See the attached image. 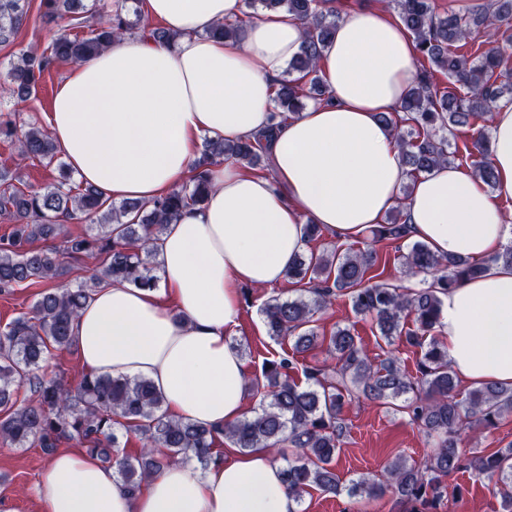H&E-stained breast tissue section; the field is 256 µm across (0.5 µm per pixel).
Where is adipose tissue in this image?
I'll return each mask as SVG.
<instances>
[{
  "mask_svg": "<svg viewBox=\"0 0 512 512\" xmlns=\"http://www.w3.org/2000/svg\"><path fill=\"white\" fill-rule=\"evenodd\" d=\"M244 0H142L176 33L167 45L114 38L59 84L47 130L84 185L106 200L150 202L188 180L200 138L263 131L274 83L299 50L303 24L269 12L241 40L208 37ZM327 100L283 122L270 173L212 167L206 201L183 210L154 245L160 289L104 280L73 324L85 371L150 380L175 419L219 429L242 418L244 363L230 339L238 289L273 287L306 247V223L357 240L403 206L411 236L439 255L481 260L512 243V101L487 115L486 186L473 168L442 164L402 197L407 168L393 130L417 81L412 35L383 4L342 12L319 62ZM440 337L465 384L512 385V266H490L443 298ZM43 512H297L271 452L256 448L199 468L170 464L128 495L112 468L79 449L57 452L35 486Z\"/></svg>",
  "mask_w": 512,
  "mask_h": 512,
  "instance_id": "ef3b65f1",
  "label": "adipose tissue"
}]
</instances>
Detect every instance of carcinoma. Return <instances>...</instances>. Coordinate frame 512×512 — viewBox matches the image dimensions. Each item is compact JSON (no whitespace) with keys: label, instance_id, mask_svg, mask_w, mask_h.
<instances>
[{"label":"carcinoma","instance_id":"cac0c4a2","mask_svg":"<svg viewBox=\"0 0 512 512\" xmlns=\"http://www.w3.org/2000/svg\"><path fill=\"white\" fill-rule=\"evenodd\" d=\"M243 16L207 31V35L239 40L247 23L263 11H286L303 22V38L286 75L276 81L272 124L260 135L239 141L204 140L194 159L185 186L147 206L139 201L118 205L101 199L86 186L71 184L70 173L58 163L57 148L45 128L34 122L19 126L0 122V137L18 142L19 159H38L57 165L59 180L40 190L19 187L18 176L0 173V214L17 221L12 232L0 239V290L52 280L63 271V258L84 255L102 258L100 273L76 286L47 288L29 312L0 326V441L19 448L29 443L51 454L58 444L76 441L116 468L120 482L134 495L163 467L190 457L201 467L223 460L215 450L217 439L229 440L241 452L254 448L279 451L287 443L294 448L283 473L288 490L300 498L310 488L356 497H376L387 491L404 512H436L446 496L443 479L472 470L498 486L504 512H512V443L488 455L468 456L459 448L462 431L474 424L486 428L512 414V386L485 384L465 393L450 366L444 345L432 332L440 320L442 296L462 281L485 272L483 262L437 256L422 242L413 241L402 255L406 271L430 278L428 286L403 289L387 281L370 282L368 272L378 253L373 245L385 240L408 238L403 206L392 211L388 222L370 230V246L344 254H310L288 265V279L308 284L310 296L283 300L267 299L260 313L268 335L291 338L298 352L326 347L336 359V377L321 376V370H302L304 383L292 376L295 357L283 352L262 364L263 382L251 383L261 395L260 407L250 416L208 429L189 421L168 418L163 396L147 379L110 375H84L74 386L61 377L39 373L50 350L73 347L72 325L103 279L126 281L138 287L156 279L147 274L152 244L189 206L204 203L213 165L232 161L253 169L269 165V145L280 124L298 114L307 100H322L327 89L318 74L326 43L341 17L339 7L326 0H245ZM40 18L45 23L67 19L73 27L87 14L90 31L79 36L60 30L42 51L28 50L17 56L7 72L0 74V94L17 104L36 97L44 74L57 63H79L103 50L112 38L137 33L142 27L127 19L126 6L114 8L93 0H43ZM399 21L413 36L420 60L438 69L448 86L433 82V73L420 68L419 80L401 105L405 117L383 114L379 119L392 127L395 140L410 174L451 163L447 133L473 127L490 112L491 103L512 94V74L501 70L503 47L512 45V0H487L468 13L435 10L433 0H387ZM28 0H0V44L13 42L27 19ZM481 33L495 47L471 59L455 51L457 44ZM480 156L473 167L489 187L495 175L488 157L491 138L480 128L472 142ZM83 215L99 227L87 237H63L60 246L39 248L34 243L56 238L63 221ZM346 296L353 312L368 316L387 344L399 342L421 350L417 376L402 370L397 357L373 364L359 337L350 327H339L328 337L319 334L315 315ZM25 386L29 396L18 400ZM364 398L394 406L407 413L428 435L437 436L433 453L424 462L407 464L397 459L382 484L367 478L341 487L333 462L341 449L343 408ZM133 429L146 440L136 456L119 445L115 430Z\"/></svg>","mask_w":512,"mask_h":512}]
</instances>
